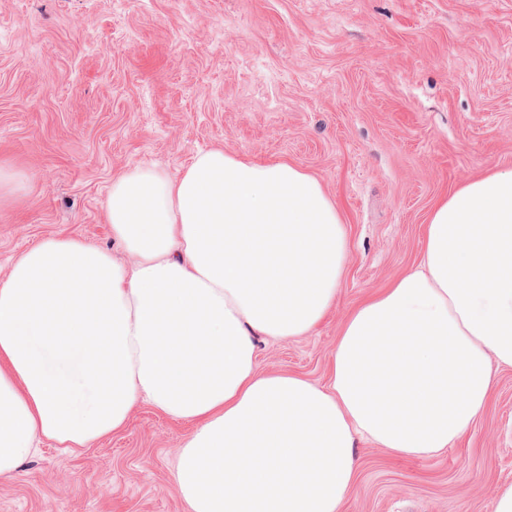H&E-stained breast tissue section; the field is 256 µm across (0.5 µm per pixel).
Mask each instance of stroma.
Masks as SVG:
<instances>
[{"mask_svg":"<svg viewBox=\"0 0 512 512\" xmlns=\"http://www.w3.org/2000/svg\"><path fill=\"white\" fill-rule=\"evenodd\" d=\"M286 160L332 196L348 258L310 333L258 337L262 369L324 385L349 313L418 264L433 204L512 168V0H0V279L47 236L122 255L106 200L140 165L197 151ZM440 453L368 441L342 512H494L512 485V368ZM188 424L143 403L118 433L46 440L0 512H184L172 471Z\"/></svg>","mask_w":512,"mask_h":512,"instance_id":"obj_1","label":"stroma"}]
</instances>
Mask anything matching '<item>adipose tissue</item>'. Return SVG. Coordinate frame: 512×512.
<instances>
[{
  "label": "adipose tissue",
  "mask_w": 512,
  "mask_h": 512,
  "mask_svg": "<svg viewBox=\"0 0 512 512\" xmlns=\"http://www.w3.org/2000/svg\"><path fill=\"white\" fill-rule=\"evenodd\" d=\"M106 206L132 263L50 236L0 281V476L145 401L192 426L187 512H341L358 439L433 456L485 410L489 360L512 367V170L434 203L419 264L351 311L324 385L261 369L255 346L336 306L346 231L318 178L213 148L124 172Z\"/></svg>",
  "instance_id": "adipose-tissue-1"
}]
</instances>
